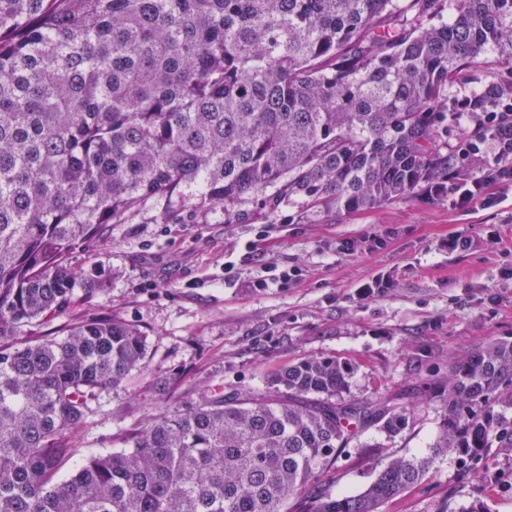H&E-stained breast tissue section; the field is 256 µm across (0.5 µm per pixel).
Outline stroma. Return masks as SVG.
<instances>
[{"mask_svg":"<svg viewBox=\"0 0 512 512\" xmlns=\"http://www.w3.org/2000/svg\"><path fill=\"white\" fill-rule=\"evenodd\" d=\"M509 76L512 64L488 57L449 86L448 98ZM473 126L465 114L448 121L458 168L451 183L485 168L484 157L460 153ZM490 191V208L421 193L342 216L259 210L240 224L219 212L167 214L151 202L109 225L105 241L73 260L101 289L76 291L66 318L107 315L137 326L146 366L99 393L73 438L72 467L119 448L127 430L203 390L263 391L273 372L323 356L350 365L345 400L393 399L406 423L393 433L379 424L358 432L316 471L312 489L354 494L389 459L429 456L423 480L381 512H512V448L479 449L466 467L431 450L447 416L442 392L453 357L512 338V181ZM459 232L469 249L449 248ZM270 266L294 276L256 287ZM376 277L388 288L360 298Z\"/></svg>","mask_w":512,"mask_h":512,"instance_id":"stroma-1","label":"stroma"}]
</instances>
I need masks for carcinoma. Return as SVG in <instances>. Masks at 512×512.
<instances>
[{
  "label": "carcinoma",
  "instance_id": "carcinoma-1",
  "mask_svg": "<svg viewBox=\"0 0 512 512\" xmlns=\"http://www.w3.org/2000/svg\"><path fill=\"white\" fill-rule=\"evenodd\" d=\"M512 57V0H0V512H380L428 472L393 458L363 491L307 494L355 432L406 416L345 402L307 358L274 391H204L73 472L97 393L145 367L109 317L34 336L72 303L74 255L152 199L338 214L444 183L448 84ZM438 454L512 448V340L453 361ZM285 392H279V389Z\"/></svg>",
  "mask_w": 512,
  "mask_h": 512
}]
</instances>
